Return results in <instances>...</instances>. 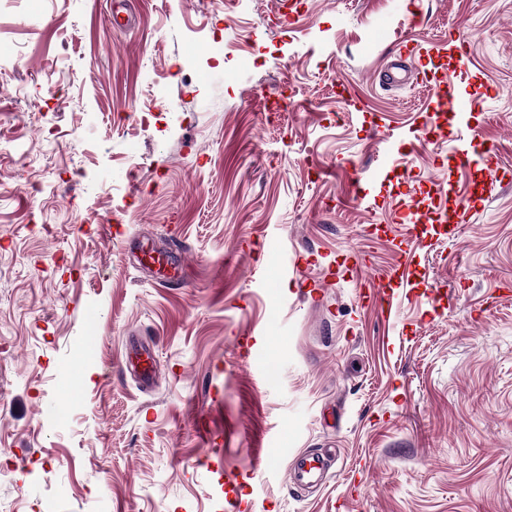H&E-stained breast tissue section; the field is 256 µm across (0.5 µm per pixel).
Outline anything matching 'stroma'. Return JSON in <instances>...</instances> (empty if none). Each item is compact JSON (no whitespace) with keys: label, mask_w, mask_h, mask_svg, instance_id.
<instances>
[{"label":"stroma","mask_w":512,"mask_h":512,"mask_svg":"<svg viewBox=\"0 0 512 512\" xmlns=\"http://www.w3.org/2000/svg\"><path fill=\"white\" fill-rule=\"evenodd\" d=\"M0 84V512H512V0H0ZM142 244L139 247L140 256H136V261L140 265H147V264H156L158 263L160 266L162 265L161 260L159 256H156V253L158 255H163L167 261V263L170 265V271L171 273L166 272L165 275H169L168 279L174 278L177 275L178 272V260L176 257H174L171 254H163L158 252L154 246L149 244V241L147 240L146 243L143 241ZM122 366L135 373L142 389L146 390L152 382L154 375L153 358L149 347H130L121 359ZM324 470V462L318 456H303L302 460L296 456L292 459L290 468L291 478L299 485L308 484L316 475H321Z\"/></svg>","instance_id":"35a3bbf8"}]
</instances>
